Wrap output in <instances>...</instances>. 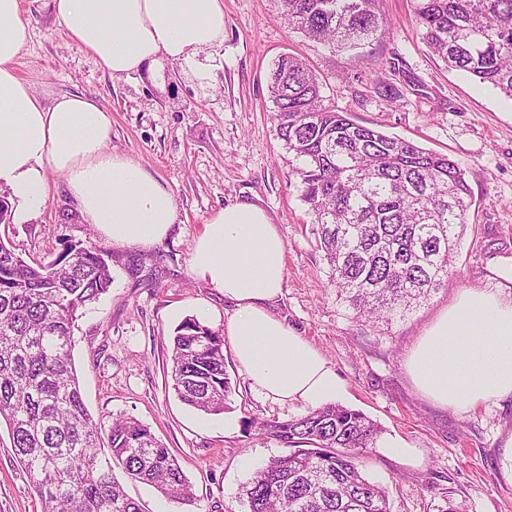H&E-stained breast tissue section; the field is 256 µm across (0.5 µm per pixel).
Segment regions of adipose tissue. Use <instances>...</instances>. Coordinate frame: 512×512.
Returning <instances> with one entry per match:
<instances>
[{
	"mask_svg": "<svg viewBox=\"0 0 512 512\" xmlns=\"http://www.w3.org/2000/svg\"><path fill=\"white\" fill-rule=\"evenodd\" d=\"M66 34L111 75L160 60L186 62L224 42L223 0H46ZM19 0H0V188L15 223L47 201L48 171L64 174L84 218L119 247L149 248L177 220L172 191L141 164L107 147L112 121L85 95L43 104L16 60L31 32ZM286 244L266 213L234 204L214 213L195 241L191 271L223 292L233 312L224 331L254 390L274 401L316 406L345 386L326 357L269 310L281 297ZM417 392L467 412L512 396V300L465 288L409 351Z\"/></svg>",
	"mask_w": 512,
	"mask_h": 512,
	"instance_id": "adipose-tissue-1",
	"label": "adipose tissue"
}]
</instances>
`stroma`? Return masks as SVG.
Instances as JSON below:
<instances>
[{
  "label": "stroma",
  "instance_id": "obj_1",
  "mask_svg": "<svg viewBox=\"0 0 512 512\" xmlns=\"http://www.w3.org/2000/svg\"><path fill=\"white\" fill-rule=\"evenodd\" d=\"M385 34L351 48L324 45L289 27L282 0H224V43L188 63L161 61L156 72L114 77L72 41L44 5L20 0L31 38L16 63L19 76L43 104L79 93L109 110L108 147L160 178L175 196L178 219L167 237L145 250L138 285L124 260L86 223L66 189L48 171L49 193L25 224H0V240L26 261L57 259L74 242L111 251L112 288L79 310L74 363L85 405L102 428L129 416L151 428L177 456L196 498L166 500L153 486L131 483L128 494L145 512H246L240 490L255 470L286 449L246 432L244 422L305 414L254 392L225 348L234 387L220 414L178 399L162 371L176 326L189 317L223 329L232 306L194 278L190 261L206 220L235 203L261 207L286 242V281L272 313L318 348L341 377L342 405L363 411L386 437L419 452L412 467L371 448L360 465L382 485L391 512H512V461L502 445L512 433V398L468 412L441 409L414 390L405 357L434 318L464 288L512 295L497 275L512 262V102L491 86L448 70L423 43L412 0H380ZM303 58L321 79L329 105L356 123L446 154L465 173L472 204L459 251L458 275L446 288L391 323L358 318L330 284L328 266L302 199L296 163L277 137L267 90L273 62ZM395 58L398 71L379 68ZM0 426V512H41L30 479L10 458Z\"/></svg>",
  "mask_w": 512,
  "mask_h": 512
}]
</instances>
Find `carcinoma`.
<instances>
[{
  "mask_svg": "<svg viewBox=\"0 0 512 512\" xmlns=\"http://www.w3.org/2000/svg\"><path fill=\"white\" fill-rule=\"evenodd\" d=\"M283 3L288 24L319 43L354 45L385 33L379 0ZM413 14L447 69L512 101V0H413ZM268 92L277 137L299 162L332 285L360 318H405L456 268L471 205L465 172L445 154L331 108L298 57L274 62ZM111 287L99 246L76 242L57 260L29 263L0 241V424L44 512H145L114 476L116 466L172 502L194 500L175 455L148 426L115 418L105 442L83 402L72 359L77 312ZM162 367L182 402L224 412L233 386L223 333L184 320ZM245 424L289 448L242 486L247 512H391L384 489L359 469L380 433L362 411L328 404Z\"/></svg>",
  "mask_w": 512,
  "mask_h": 512,
  "instance_id": "cac0c4a2",
  "label": "carcinoma"
}]
</instances>
